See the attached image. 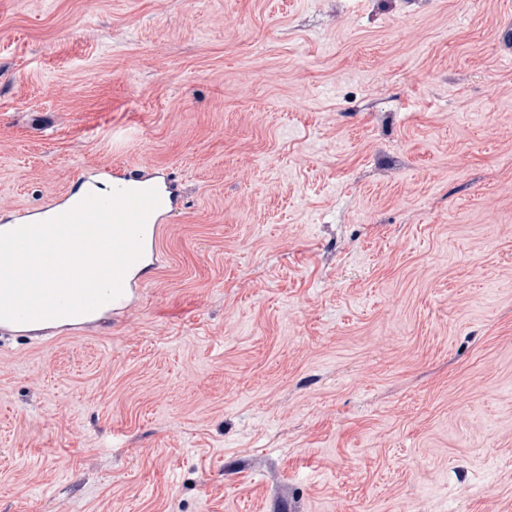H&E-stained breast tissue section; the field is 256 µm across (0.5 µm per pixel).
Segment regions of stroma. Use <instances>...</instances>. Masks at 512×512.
<instances>
[{
	"label": "stroma",
	"mask_w": 512,
	"mask_h": 512,
	"mask_svg": "<svg viewBox=\"0 0 512 512\" xmlns=\"http://www.w3.org/2000/svg\"><path fill=\"white\" fill-rule=\"evenodd\" d=\"M114 164L185 206L0 347V512H512V0H0V225ZM86 190L79 196H75L76 190L65 191L58 201L41 208L35 213H21L19 224H11L10 227L0 228V232L11 231L22 225L39 222L47 211L50 212V218H53L63 212L74 208L88 194L104 196L114 189H146L156 188L160 195V205L148 217L143 231V255L126 272L123 279L122 293L114 300L103 304L96 310L74 316H66L69 322L65 325L67 330L73 332L88 331L98 325L103 317L119 318L133 304L139 288H142L143 281L140 276L146 267L154 268L161 259V238L164 233L165 225L168 219L175 212L182 209L181 193L177 184L169 179L168 175L160 172L153 167L141 169H130L125 165H115L113 167L98 168L96 172L82 173L79 176ZM102 181L108 182L111 191L103 193L98 188ZM148 262V265L146 266ZM51 320H43L29 323L12 322V321H0V344L5 339L12 337H38V338H50L53 336H45L50 334V330L58 329L62 325H52ZM63 327V326H62ZM39 335V336H31Z\"/></svg>",
	"instance_id": "obj_1"
}]
</instances>
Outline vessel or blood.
<instances>
[{"mask_svg":"<svg viewBox=\"0 0 512 512\" xmlns=\"http://www.w3.org/2000/svg\"><path fill=\"white\" fill-rule=\"evenodd\" d=\"M87 193H95L101 182H108L114 189H157L160 204L148 217L143 231V255L126 272L121 294L96 310L71 316L67 328L73 332L86 331L97 326L100 319L121 317L133 304L143 286L141 274L145 267L157 266L161 259V238L171 215L181 210L182 198L177 184L168 175L153 167L131 169L124 165L103 167L90 174H81ZM51 330L49 321L29 323L0 321V343L12 337L45 336Z\"/></svg>","mask_w":512,"mask_h":512,"instance_id":"1","label":"vessel or blood"}]
</instances>
